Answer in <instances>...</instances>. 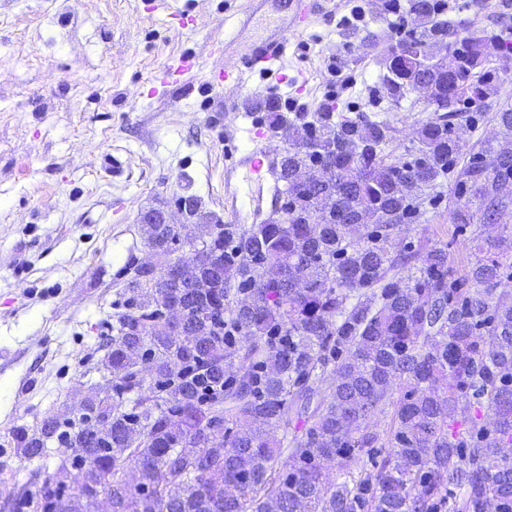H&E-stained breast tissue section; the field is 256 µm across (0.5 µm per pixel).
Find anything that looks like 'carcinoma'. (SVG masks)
<instances>
[{"instance_id": "1", "label": "carcinoma", "mask_w": 512, "mask_h": 512, "mask_svg": "<svg viewBox=\"0 0 512 512\" xmlns=\"http://www.w3.org/2000/svg\"><path fill=\"white\" fill-rule=\"evenodd\" d=\"M387 7L408 30L384 56L382 89L398 101L423 87L434 106L417 154L388 159L392 127L366 113L290 119L268 100L288 138L281 219L211 224L198 246L184 224L146 227L159 263L178 245L188 255L175 275L137 265L127 279L103 343L112 391L87 408L109 425L63 430L47 416L16 431L27 458L53 439L71 452L78 493H65L63 463L0 491V512H95L102 495L112 512H512V300L498 294L512 234L472 238L480 256L463 278L448 250L402 237L453 170L479 201L450 212L459 232L512 208V104L499 101L490 38L446 17L445 0ZM473 103L496 106L502 137L458 169L455 120ZM323 166L329 182L291 179ZM173 309L179 336L163 329ZM389 406V428H370ZM276 424L294 425L291 439L271 436Z\"/></svg>"}]
</instances>
